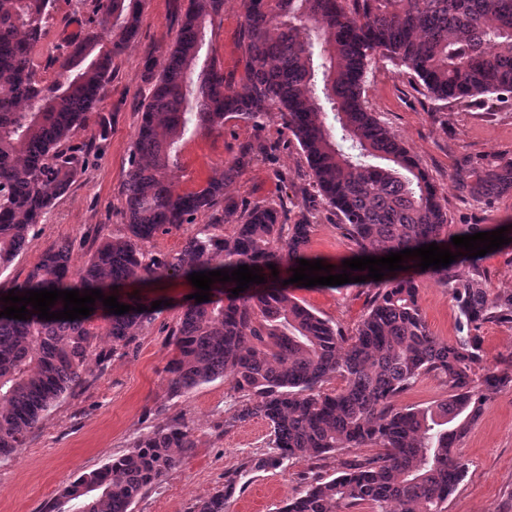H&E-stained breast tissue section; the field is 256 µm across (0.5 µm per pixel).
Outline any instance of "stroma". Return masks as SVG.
<instances>
[{
    "label": "stroma",
    "mask_w": 512,
    "mask_h": 512,
    "mask_svg": "<svg viewBox=\"0 0 512 512\" xmlns=\"http://www.w3.org/2000/svg\"><path fill=\"white\" fill-rule=\"evenodd\" d=\"M188 0H145L136 36L112 62V80L73 143L87 162L69 190L42 224L30 233V244L0 273V288L22 282L47 247L69 243L74 267H81L104 235L125 223L124 175L147 93L146 65L161 68L172 49ZM95 21V0H55L44 34L34 50L38 78L54 81L56 58ZM242 0H224V16L207 31L208 51L227 76L244 74L241 42ZM364 100L378 121L392 129L425 169L448 214L449 232L463 224H512V192L487 202L463 197L454 171L487 157L512 160V102L492 110L468 108L455 100L440 102L399 67L383 65L369 74ZM106 127H99V120ZM260 140L275 146L273 160L257 157L224 187L225 196L246 204L286 203L288 221L309 220L314 226L311 251L325 261L348 254L336 214L313 195L306 159L296 140L278 121L262 130L231 121L223 133L189 135L171 177L190 189L220 173L242 146ZM419 300L430 332L451 341L458 316L451 296L429 274L417 277ZM189 286L169 283L168 304L143 329L126 354L91 358L80 386L63 396L29 435L17 457L0 462V512H40L44 501L77 475L125 453L138 433L161 415L181 414L196 446L163 480L138 499L134 512H191L201 499L224 485V474L265 450L270 429L260 419L225 430L224 419L237 404L231 380L218 381L172 402L167 398L165 369L178 307ZM291 293L319 316L353 334L366 311L364 289L304 287ZM467 476L449 497L446 512H512V388L493 394L480 419L458 444ZM310 463L302 459L284 472H258L231 500L230 512H279L287 499L299 496L301 478Z\"/></svg>",
    "instance_id": "35a3bbf8"
}]
</instances>
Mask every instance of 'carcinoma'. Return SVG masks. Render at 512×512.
Returning <instances> with one entry per match:
<instances>
[{
    "mask_svg": "<svg viewBox=\"0 0 512 512\" xmlns=\"http://www.w3.org/2000/svg\"><path fill=\"white\" fill-rule=\"evenodd\" d=\"M244 76L201 61L206 29L224 15V0H189L162 69H146L148 95L125 174L127 223L104 236L80 269L71 248H46L26 278L27 290L99 289L133 307L117 315L95 300L73 321L0 317V459L25 447L29 434L67 392L79 386L101 337L110 351L136 343L135 329L155 320L152 299L133 285L188 279L240 266L265 278L235 296L237 283L215 282L209 301L180 306L172 334L168 399L217 380H232L238 408L229 431L253 419L270 428L267 450L224 473V486L193 512H229L252 472L284 471L302 458L323 461L349 448L369 457L340 463V474L310 469L306 490L280 512H445L467 474L458 442L488 407L490 394L512 387V357L484 364L481 328L512 324V293L489 287L482 257H469L448 236L437 189L399 138L369 112L363 84L387 61L438 101L485 107L512 100V0H243ZM53 0H0V271L25 250L32 226L71 186L83 157L70 144L86 127L112 79V59L135 37L144 0H98L101 28L86 31L57 58V79L36 78L32 52ZM277 119L307 160L322 205L340 217L347 259L383 257L435 242L461 252L447 267L427 269L448 288L458 335L445 341L423 318L415 278L385 272L355 286L367 312L353 335L298 301L284 278L311 262L314 225L286 223L284 205L224 199L262 143L235 155L191 191L169 172L189 133L224 131L229 121L261 129ZM475 201L512 191V161L488 160L457 179ZM223 207H218V204ZM197 224L173 257L147 249L157 235ZM232 232L224 233V226ZM276 266L278 276L268 265ZM426 376L442 379L448 398L402 406L398 398ZM339 378L340 390L320 387ZM195 442L185 419L162 418L129 450L61 487L42 512H133V504L173 469Z\"/></svg>",
    "mask_w": 512,
    "mask_h": 512,
    "instance_id": "obj_1",
    "label": "carcinoma"
}]
</instances>
